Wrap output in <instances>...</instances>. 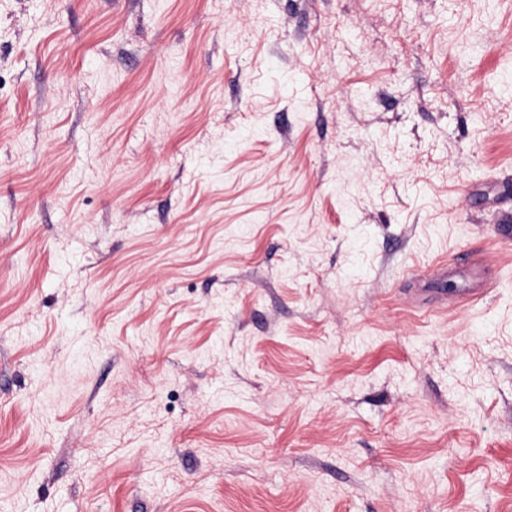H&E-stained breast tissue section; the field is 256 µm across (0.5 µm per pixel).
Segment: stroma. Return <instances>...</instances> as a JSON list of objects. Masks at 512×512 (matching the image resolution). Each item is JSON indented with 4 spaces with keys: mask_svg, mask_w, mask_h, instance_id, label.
Wrapping results in <instances>:
<instances>
[{
    "mask_svg": "<svg viewBox=\"0 0 512 512\" xmlns=\"http://www.w3.org/2000/svg\"><path fill=\"white\" fill-rule=\"evenodd\" d=\"M502 210L512 0H0V512H512Z\"/></svg>",
    "mask_w": 512,
    "mask_h": 512,
    "instance_id": "obj_1",
    "label": "stroma"
}]
</instances>
